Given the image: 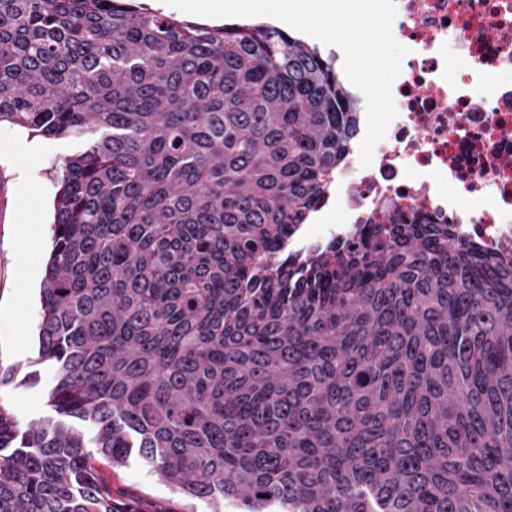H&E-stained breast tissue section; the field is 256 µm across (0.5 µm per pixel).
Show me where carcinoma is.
Wrapping results in <instances>:
<instances>
[{"label":"carcinoma","mask_w":512,"mask_h":512,"mask_svg":"<svg viewBox=\"0 0 512 512\" xmlns=\"http://www.w3.org/2000/svg\"><path fill=\"white\" fill-rule=\"evenodd\" d=\"M360 100L269 23L0 0V123L69 137L40 288L49 414L0 408V512H512V259L398 215L272 256ZM89 451L94 455L92 462L98 466L103 479L112 487V496L149 502L154 507L147 511L152 512H214L211 501L175 496L152 469L136 456H132L124 466L112 469L99 462L97 449L91 448Z\"/></svg>","instance_id":"obj_1"}]
</instances>
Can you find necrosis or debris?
<instances>
[{
	"label": "necrosis or debris",
	"mask_w": 512,
	"mask_h": 512,
	"mask_svg": "<svg viewBox=\"0 0 512 512\" xmlns=\"http://www.w3.org/2000/svg\"><path fill=\"white\" fill-rule=\"evenodd\" d=\"M407 50L396 116L370 166L359 140L332 179L339 219L301 225L308 254L401 213L451 224L461 241L512 257V0H395Z\"/></svg>",
	"instance_id": "obj_1"
}]
</instances>
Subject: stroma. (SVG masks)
Here are the masks:
<instances>
[{"label":"stroma","instance_id":"1","mask_svg":"<svg viewBox=\"0 0 512 512\" xmlns=\"http://www.w3.org/2000/svg\"><path fill=\"white\" fill-rule=\"evenodd\" d=\"M20 132V127L0 124V316L10 315L13 324L9 330L0 324V374L11 376L8 383L0 384V408L24 426L46 415V394L55 377L52 366L36 362L40 295L28 285V265L34 259L42 265L47 262L57 168L76 145L64 137L49 138L42 153L17 157L11 139ZM34 370L39 373L38 383H26ZM100 472L113 496L151 503L156 512H237L229 502L218 510L206 500L175 496L136 457L118 468L101 466Z\"/></svg>","mask_w":512,"mask_h":512}]
</instances>
